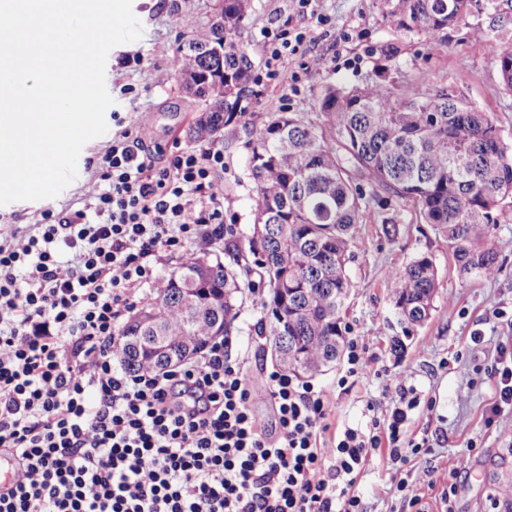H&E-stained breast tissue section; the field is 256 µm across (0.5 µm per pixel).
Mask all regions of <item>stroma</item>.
<instances>
[{
	"mask_svg": "<svg viewBox=\"0 0 512 512\" xmlns=\"http://www.w3.org/2000/svg\"><path fill=\"white\" fill-rule=\"evenodd\" d=\"M215 4L216 0H132L142 35L135 44L114 47L106 66V86L114 100L106 112L107 134L83 147L79 175L60 195L0 206V221L30 224L46 208L58 210L77 203L91 175L85 164L100 158L111 144L118 121L150 126L163 146L176 140L190 146L188 129L199 106L183 92L171 69V58L180 45L207 30ZM254 4L244 31L254 73L264 70L267 31L290 26L302 31L306 42L304 55L281 60L283 82L255 84L250 111L299 112L312 117L326 87L359 84L381 73L405 87H458L476 110L493 116L503 140L512 144V94L496 92L499 72L491 54L473 50L465 40L468 28L482 25L491 27L494 43H511L512 16L495 24L487 12L470 11L463 25L450 31L447 52L433 55L424 36L398 26L392 0H314L311 11L304 13L295 0H254ZM134 47L143 54L141 64L121 65V58ZM311 56L320 58V65H308ZM295 73L300 80L296 87H288L286 79ZM126 86L134 88V95L123 94ZM214 145L224 153V213L235 217L241 227L251 228L254 184L247 170L245 141L218 139ZM393 215L400 233L391 241L376 210L364 214L359 226L361 245L348 264L356 288L342 322L351 335L365 337L374 360L354 376L349 391L336 389L337 377L346 370L342 361L316 382L334 392L332 423L340 430L365 427L367 399L397 400L404 386L413 388L421 399H435L434 411L418 408L410 412L409 433L429 432L432 456L451 461L469 442L478 444L467 473L456 480L455 512H501L492 499V488L512 476V436L486 426L485 414L493 396L489 369L494 348L502 337L512 334L504 321L505 315L512 314V223L497 225L494 233L497 275L464 279L455 269L447 242L431 225L422 223L411 204H397ZM418 253L432 256L440 282L428 321L406 330L398 324L386 297L385 282ZM263 317L260 295H248L231 355L246 360L254 410L270 423L274 413L263 373L275 370L277 364L266 337L256 331ZM476 332L484 338L478 346L470 340ZM397 339L403 350H394ZM392 476L385 458L369 462L358 486L369 512H388Z\"/></svg>",
	"mask_w": 512,
	"mask_h": 512,
	"instance_id": "obj_1",
	"label": "stroma"
}]
</instances>
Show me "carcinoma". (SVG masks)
Listing matches in <instances>:
<instances>
[{"label":"carcinoma","mask_w":512,"mask_h":512,"mask_svg":"<svg viewBox=\"0 0 512 512\" xmlns=\"http://www.w3.org/2000/svg\"><path fill=\"white\" fill-rule=\"evenodd\" d=\"M254 0H224V13L206 34L179 51L189 66L177 72L184 92L202 105L189 137H236L252 128L247 165L255 181L254 224L224 232L228 260L191 258L120 327L117 358L127 370H163L197 355L212 336L238 334L249 279L258 269L272 354L280 368L314 376L331 369L343 350L342 311L355 282L347 264L358 245L357 225L372 206L384 233L398 234L386 210L409 201L448 242L459 275L498 272L494 227L512 219V146L492 117L476 111L451 86L399 91L384 79L329 87L320 115L247 111L254 97L252 60L243 37ZM473 0H396L392 15L424 34L428 50H448V29ZM471 47L493 53L501 93H512V43H490L481 28ZM224 69V81L199 87V74ZM199 288L188 302V283ZM438 269L420 253L392 274L390 302L400 319L421 326L430 317ZM494 499L512 512V479L494 486Z\"/></svg>","instance_id":"1"}]
</instances>
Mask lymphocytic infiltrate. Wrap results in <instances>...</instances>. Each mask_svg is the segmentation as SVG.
Wrapping results in <instances>:
<instances>
[{
	"label": "lymphocytic infiltrate",
	"instance_id": "f902f5d3",
	"mask_svg": "<svg viewBox=\"0 0 512 512\" xmlns=\"http://www.w3.org/2000/svg\"><path fill=\"white\" fill-rule=\"evenodd\" d=\"M264 77L305 40L266 35ZM153 131H117L78 208L45 209L33 225L0 224V448L18 479L0 512H368L356 488L373 457L426 463L391 489L390 512H425L435 474L428 436L405 429L406 406L366 403L365 430L332 431L334 398L311 378L271 371L270 433L253 409L244 363L212 337L163 371L115 357L124 310L157 294L163 257L223 238L219 150L180 148L158 161ZM487 425L512 434V336L491 366Z\"/></svg>",
	"mask_w": 512,
	"mask_h": 512
}]
</instances>
